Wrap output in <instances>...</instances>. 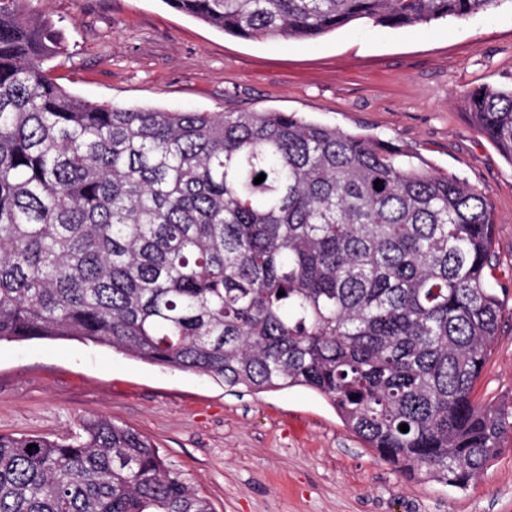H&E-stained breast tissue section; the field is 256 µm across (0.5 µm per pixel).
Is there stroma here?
Instances as JSON below:
<instances>
[{
	"label": "stroma",
	"instance_id": "1",
	"mask_svg": "<svg viewBox=\"0 0 512 512\" xmlns=\"http://www.w3.org/2000/svg\"><path fill=\"white\" fill-rule=\"evenodd\" d=\"M68 42L55 81L98 104L293 112L409 148L496 212L489 282L503 301L479 405L512 404V164L469 120L466 90L512 84V0L429 27L353 23L310 42L246 40L164 0H25ZM104 415L148 437L214 512H512V446L460 490L406 480L329 403L254 393L79 341L0 342V433L63 437Z\"/></svg>",
	"mask_w": 512,
	"mask_h": 512
}]
</instances>
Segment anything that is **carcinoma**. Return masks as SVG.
Listing matches in <instances>:
<instances>
[{
    "instance_id": "obj_1",
    "label": "carcinoma",
    "mask_w": 512,
    "mask_h": 512,
    "mask_svg": "<svg viewBox=\"0 0 512 512\" xmlns=\"http://www.w3.org/2000/svg\"><path fill=\"white\" fill-rule=\"evenodd\" d=\"M163 2L233 36L313 41L504 0ZM66 51L51 20L0 0V341L306 387L410 481L464 488L502 452L512 412L472 400L501 310L481 191L293 113L87 104L50 77ZM464 99L512 164V86ZM0 512L213 509L150 440L97 416L60 440L0 434Z\"/></svg>"
}]
</instances>
